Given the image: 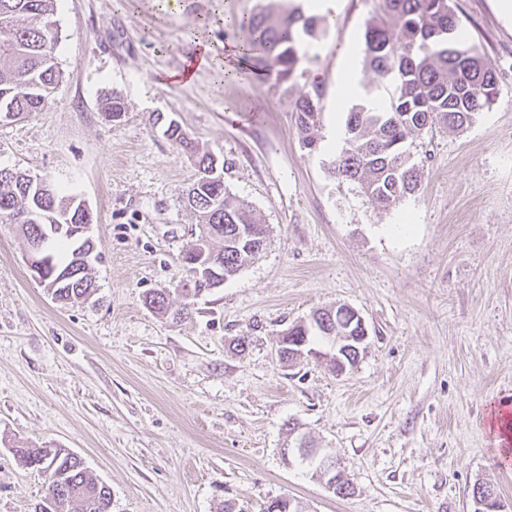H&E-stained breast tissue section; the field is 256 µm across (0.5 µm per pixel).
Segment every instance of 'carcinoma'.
<instances>
[{
  "label": "carcinoma",
  "instance_id": "obj_1",
  "mask_svg": "<svg viewBox=\"0 0 512 512\" xmlns=\"http://www.w3.org/2000/svg\"><path fill=\"white\" fill-rule=\"evenodd\" d=\"M55 0H0V116L40 112L62 78L56 49ZM384 18L364 31L365 61L379 77L394 86L389 105L360 103L347 112L343 148L333 174L360 187L380 208L397 206L418 191L420 167L413 162L407 140L436 125L452 130L468 126L475 115L500 93L496 70L473 47L456 37L459 20L450 0H382ZM248 32L242 56L251 70L287 79L300 61L304 39L319 36V18L288 6L273 14L264 9L239 23ZM318 89L296 99L294 112L306 148L316 144L321 122ZM164 134L182 153L193 158L198 176L182 196L197 219V238L205 259L220 274L238 270L240 256L232 235L238 225L252 226L265 236V225L248 204L224 188L223 167L214 166L213 154L200 150L180 126L166 123ZM80 202L55 188L48 179L10 168H0V224H17L28 243L50 253L46 285L72 266L82 250L95 243L59 228L61 224H91ZM85 287L54 289L55 300L65 304L85 300L94 283L84 274ZM193 295L181 292V304L172 309L169 294L157 291L146 301L160 316L188 314ZM25 464L48 477L44 498L34 512H112L110 489L97 482L82 459L65 448L14 449Z\"/></svg>",
  "mask_w": 512,
  "mask_h": 512
}]
</instances>
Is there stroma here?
<instances>
[{
	"mask_svg": "<svg viewBox=\"0 0 512 512\" xmlns=\"http://www.w3.org/2000/svg\"><path fill=\"white\" fill-rule=\"evenodd\" d=\"M258 2L56 0L63 78L42 111L0 122V167L86 201L96 291L51 299L22 233L0 224V512H34L45 494L13 454L22 445L76 453L112 512H262L278 498L301 512H473L479 480L512 512V464L489 430L494 406L512 403V20L497 0H451L501 91L464 130L414 137L419 189L384 210L331 172L348 111L392 94L364 55L344 54L380 0H328L323 34L284 81L245 72L237 22ZM203 44L212 65L175 80ZM312 89L310 150L294 103ZM115 91L117 120L103 109ZM159 113L223 162L226 189L268 232L256 260L178 321L145 298L181 301L196 224L181 195L197 169ZM341 305L369 334L354 369L279 361L285 329ZM294 432L335 457L352 495L285 460Z\"/></svg>",
	"mask_w": 512,
	"mask_h": 512,
	"instance_id": "1",
	"label": "stroma"
}]
</instances>
